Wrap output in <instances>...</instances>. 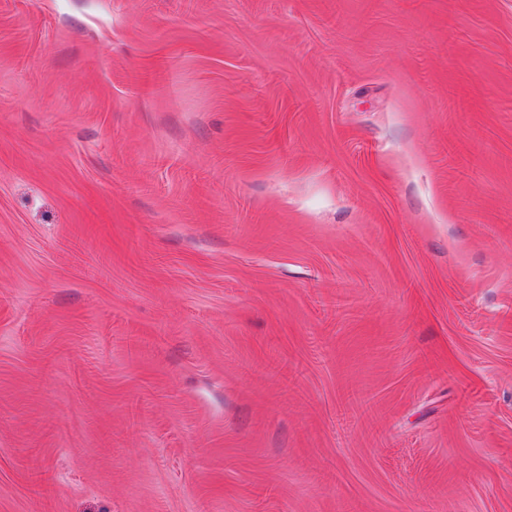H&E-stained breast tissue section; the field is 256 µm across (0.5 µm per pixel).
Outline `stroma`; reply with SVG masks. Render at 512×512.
Returning a JSON list of instances; mask_svg holds the SVG:
<instances>
[{"mask_svg":"<svg viewBox=\"0 0 512 512\" xmlns=\"http://www.w3.org/2000/svg\"><path fill=\"white\" fill-rule=\"evenodd\" d=\"M0 512H512V0H0Z\"/></svg>","mask_w":512,"mask_h":512,"instance_id":"obj_1","label":"stroma"}]
</instances>
